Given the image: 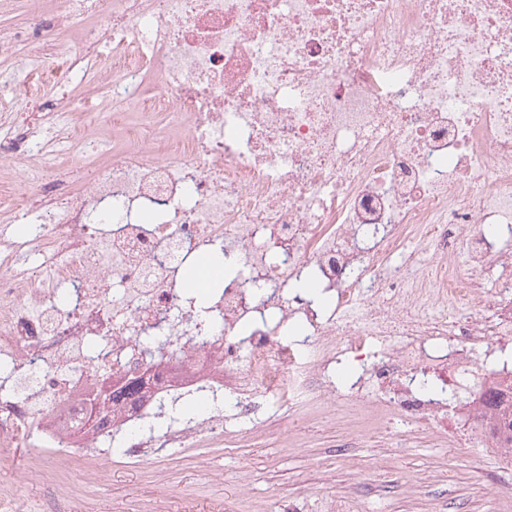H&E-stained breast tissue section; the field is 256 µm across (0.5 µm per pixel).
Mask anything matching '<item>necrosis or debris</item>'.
Masks as SVG:
<instances>
[{
    "mask_svg": "<svg viewBox=\"0 0 512 512\" xmlns=\"http://www.w3.org/2000/svg\"><path fill=\"white\" fill-rule=\"evenodd\" d=\"M21 11L0 28L1 58L38 47L30 113L0 111L1 448L234 444L220 413L156 429L159 401L204 394L249 430L374 403L512 457L488 402L512 363L473 370L512 348V250L484 231L512 232V0H0ZM79 66L80 100L48 96ZM217 245L201 307L179 275ZM105 366L143 397L103 405Z\"/></svg>",
    "mask_w": 512,
    "mask_h": 512,
    "instance_id": "1",
    "label": "necrosis or debris"
}]
</instances>
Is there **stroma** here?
Wrapping results in <instances>:
<instances>
[{"label":"stroma","instance_id":"1","mask_svg":"<svg viewBox=\"0 0 512 512\" xmlns=\"http://www.w3.org/2000/svg\"><path fill=\"white\" fill-rule=\"evenodd\" d=\"M347 431L313 421L297 434L283 415L234 448L151 449L137 462L80 448L70 466L44 461L39 476L21 444L0 453V512H294L365 483L361 512H512L511 458L386 420L344 448Z\"/></svg>","mask_w":512,"mask_h":512}]
</instances>
